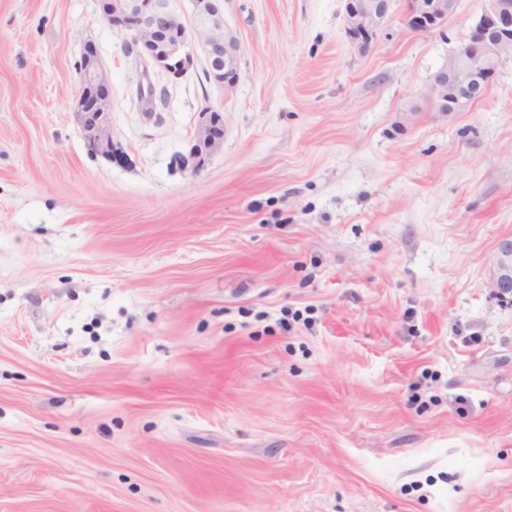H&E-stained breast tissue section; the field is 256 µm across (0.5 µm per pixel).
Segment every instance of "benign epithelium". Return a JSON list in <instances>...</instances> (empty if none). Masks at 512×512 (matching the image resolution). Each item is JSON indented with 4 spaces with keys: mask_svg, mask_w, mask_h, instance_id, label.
Listing matches in <instances>:
<instances>
[{
    "mask_svg": "<svg viewBox=\"0 0 512 512\" xmlns=\"http://www.w3.org/2000/svg\"><path fill=\"white\" fill-rule=\"evenodd\" d=\"M102 17L120 24L130 33L131 49L138 60L179 75L193 64L189 51L193 41L201 43L215 81L231 88L237 80L239 44L224 31L221 0H199L190 22H185L172 0H100ZM457 10V0H406L404 23L417 32L444 28ZM392 14V0H345V33L360 55L376 43ZM512 17V0H484L481 13L470 24L465 41L448 55V62L434 75L424 92L436 111L461 112L481 100L492 73L506 56L512 36L501 32L499 22ZM78 106L81 132L88 151L112 159V91L96 46L84 44L80 62ZM219 113L201 112L185 160L203 167L224 138ZM491 285L499 296L512 293V239L500 241L492 260Z\"/></svg>",
    "mask_w": 512,
    "mask_h": 512,
    "instance_id": "7a95c632",
    "label": "benign epithelium"
}]
</instances>
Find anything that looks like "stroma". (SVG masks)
Masks as SVG:
<instances>
[{
    "instance_id": "stroma-1",
    "label": "stroma",
    "mask_w": 512,
    "mask_h": 512,
    "mask_svg": "<svg viewBox=\"0 0 512 512\" xmlns=\"http://www.w3.org/2000/svg\"><path fill=\"white\" fill-rule=\"evenodd\" d=\"M481 7L393 0L361 55L344 0H224L227 89L197 44L144 74L98 0H0V512H512V58L423 96ZM404 23L417 32L444 28L457 10V0H406ZM78 106L81 132L88 151L112 159V91L92 41H86L80 62ZM195 134L190 141L185 160L195 167H204L209 157L216 152L224 138V126L222 117L216 111L203 110L201 112ZM491 285L499 296L512 293V239L500 241L492 260Z\"/></svg>"
}]
</instances>
